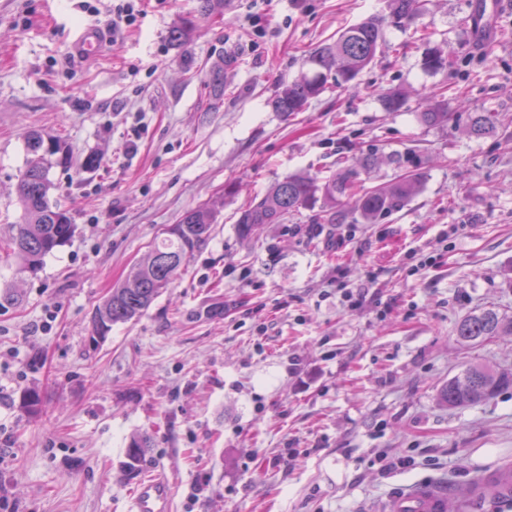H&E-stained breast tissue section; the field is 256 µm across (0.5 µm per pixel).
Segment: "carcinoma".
<instances>
[{
    "label": "carcinoma",
    "instance_id": "cac0c4a2",
    "mask_svg": "<svg viewBox=\"0 0 512 512\" xmlns=\"http://www.w3.org/2000/svg\"><path fill=\"white\" fill-rule=\"evenodd\" d=\"M423 0H390V18L399 27L417 22L423 12ZM224 16V0H200L199 13L180 20L170 32L172 43H186L200 19ZM384 41V19L371 16L343 29L336 40L312 51L306 63L310 70L301 72L291 81L279 82L269 104L284 117L306 110L312 100L333 86L346 87L374 61ZM444 59L436 48H428L424 68L438 72ZM209 108L224 102V67L209 72L206 84ZM409 94L394 87L382 95L384 110L401 112L406 109ZM421 121L430 126L443 125L453 119L448 108L437 103L420 113ZM494 112H473L467 125L468 134L484 138L497 129ZM27 159L20 174L17 192L20 199L19 223L6 240L7 250L17 258L21 269L34 273L44 260L74 233L69 212L53 203L49 197L50 169L73 163V151L61 136L43 137L36 132L24 136ZM416 150L406 149L404 155L392 159L400 174L389 183L357 193L355 188L362 173L376 163L373 148L361 154L353 164H345L330 176L319 179L301 173L290 174L271 184L261 197L253 198L241 209L237 219L238 233L252 237L266 224H282L288 216L313 207L318 201L334 208L348 201L364 219L374 222L382 216L400 210L420 189V176L415 170ZM219 210L203 204L187 212L177 223L166 227L157 236L147 258L132 267L124 281L112 288L92 317L93 334L105 338L116 324L138 319L153 301L181 274L192 253L213 236ZM512 335V318L493 308H482L464 317L456 327V336L463 344L486 341L496 336ZM512 388V372L494 370L480 364L468 366L461 374L448 379L439 397L450 409L488 400L499 392ZM150 447L147 437H134L127 448L130 463H136L143 449Z\"/></svg>",
    "mask_w": 512,
    "mask_h": 512
}]
</instances>
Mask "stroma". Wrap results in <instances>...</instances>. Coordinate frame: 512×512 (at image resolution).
<instances>
[{
  "mask_svg": "<svg viewBox=\"0 0 512 512\" xmlns=\"http://www.w3.org/2000/svg\"><path fill=\"white\" fill-rule=\"evenodd\" d=\"M475 2L430 0L415 25L386 26L353 87L284 117L269 105L278 82L388 0H259L257 26L227 0L181 46L170 31L199 0H146L117 31L113 0H0V240L20 214L25 132L63 136L76 158L49 173L71 239L35 274L0 250V512H126L156 473L174 512H379L420 481L446 488L454 512H512L465 497L512 462V390L456 409L437 398L469 365L512 370V336L464 347L455 332L484 307L512 316V0H498L490 43ZM88 25L105 43L76 55ZM430 47L440 72L423 66ZM221 54L234 64L214 111L204 83ZM394 86L406 111L382 108ZM428 96L455 120L422 123ZM483 111L496 133L469 137ZM415 144L422 183L402 210L370 223L339 205L329 223L305 209L239 236L240 209L284 176L323 178L372 147L369 188ZM92 152L103 163L87 172ZM229 182L241 193L225 196ZM214 201L215 232L179 278L92 340L96 306L162 229ZM342 288L365 305H343ZM136 434L151 446L131 467Z\"/></svg>",
  "mask_w": 512,
  "mask_h": 512,
  "instance_id": "stroma-1",
  "label": "stroma"
}]
</instances>
